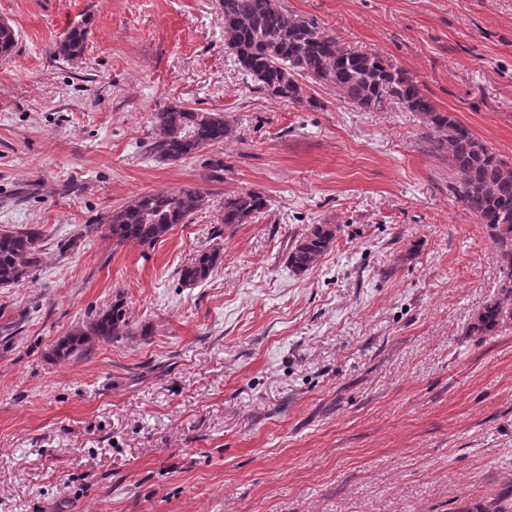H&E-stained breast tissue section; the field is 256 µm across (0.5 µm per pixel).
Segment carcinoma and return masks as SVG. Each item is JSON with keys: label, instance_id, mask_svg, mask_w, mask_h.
<instances>
[{"label": "carcinoma", "instance_id": "carcinoma-1", "mask_svg": "<svg viewBox=\"0 0 512 512\" xmlns=\"http://www.w3.org/2000/svg\"><path fill=\"white\" fill-rule=\"evenodd\" d=\"M224 43L238 64L258 87L293 104L311 102L306 96V79L326 84L339 98L363 112L381 110L391 103L421 116L434 136L433 152L448 159L458 181L451 187L456 200L486 225L512 266V162L480 140L452 113L438 110L423 93L417 79L376 52L345 49L335 35L314 22L282 8L279 0H221ZM87 30L72 27L58 43L57 53L67 61L84 55ZM16 33L0 22V58L12 55ZM155 141L151 150L162 160L179 161L220 144L231 133L224 114L170 104L154 113ZM204 206V196L195 186L172 191L146 192L134 196L108 219V233L118 244L127 242L152 246L175 225L188 224ZM267 208L266 198L256 191H241L224 198L220 223L247 224ZM334 224H314L288 254L298 271L314 268L336 239ZM41 227L26 224L0 228V287L24 282L38 267L44 251ZM220 250L199 252L195 261L180 270L179 280L187 286L207 280L219 263ZM512 318V308L493 300L477 314L473 330L494 331ZM131 332V324L119 303L99 314L87 329L69 334L57 346L60 356L85 350L92 341Z\"/></svg>", "mask_w": 512, "mask_h": 512}]
</instances>
